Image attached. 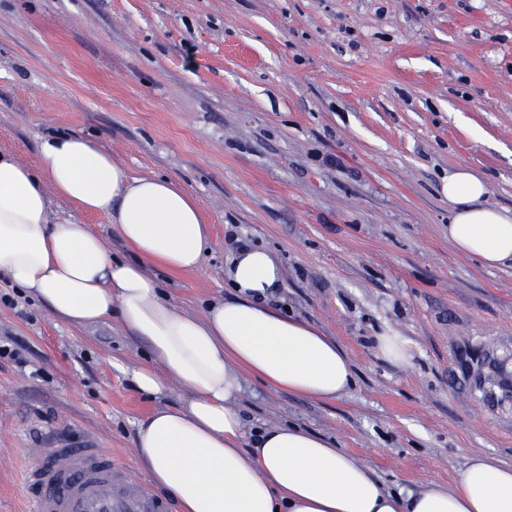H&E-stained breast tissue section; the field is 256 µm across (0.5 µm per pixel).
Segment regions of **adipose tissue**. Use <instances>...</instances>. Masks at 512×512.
I'll return each mask as SVG.
<instances>
[{
	"instance_id": "adipose-tissue-1",
	"label": "adipose tissue",
	"mask_w": 512,
	"mask_h": 512,
	"mask_svg": "<svg viewBox=\"0 0 512 512\" xmlns=\"http://www.w3.org/2000/svg\"><path fill=\"white\" fill-rule=\"evenodd\" d=\"M37 154L31 166L0 152V280L68 324L112 319L146 346L147 364L126 370L155 402L136 423L133 451L179 512H512V466L488 455H471L451 486L429 481L407 493L299 427L245 440V376L311 399L338 397L354 381L336 342L267 304L284 285L277 258L236 249L224 269L234 299L212 300L199 315L180 308L146 268L201 270L210 240L198 200L168 179L131 176L82 135L47 137ZM52 192L104 215L132 259L109 255L92 225L53 222ZM442 192L449 242L485 267L512 265V210L485 203L486 181L462 167ZM176 388L180 403L167 404Z\"/></svg>"
}]
</instances>
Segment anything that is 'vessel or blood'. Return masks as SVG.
Returning <instances> with one entry per match:
<instances>
[{"instance_id":"b4317fda","label":"vessel or blood","mask_w":512,"mask_h":512,"mask_svg":"<svg viewBox=\"0 0 512 512\" xmlns=\"http://www.w3.org/2000/svg\"><path fill=\"white\" fill-rule=\"evenodd\" d=\"M26 480L25 512H170L161 496L88 441H51Z\"/></svg>"}]
</instances>
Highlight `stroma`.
<instances>
[{
	"mask_svg": "<svg viewBox=\"0 0 512 512\" xmlns=\"http://www.w3.org/2000/svg\"><path fill=\"white\" fill-rule=\"evenodd\" d=\"M62 132L200 203L201 272L149 270L176 305L232 298L231 251L260 245L285 277L271 304L348 355L354 382L333 399L245 377L247 430L300 426L410 489L454 483L477 451L512 463V404L490 410L468 370L477 349L512 351V269L449 243L441 193L466 166L512 209V0H0V151L33 166ZM51 209L128 256L104 216ZM389 329L411 367L378 355ZM0 347V512H21L51 436L138 471L153 403L121 367L146 363L143 344L1 280Z\"/></svg>",
	"mask_w": 512,
	"mask_h": 512,
	"instance_id": "stroma-1",
	"label": "stroma"
}]
</instances>
